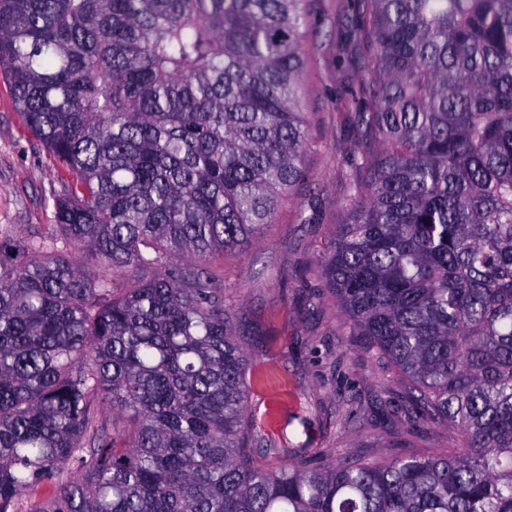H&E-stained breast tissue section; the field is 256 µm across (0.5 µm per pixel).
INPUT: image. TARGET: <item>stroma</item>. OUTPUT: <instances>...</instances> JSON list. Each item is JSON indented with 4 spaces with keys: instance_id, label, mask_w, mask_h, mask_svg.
Here are the masks:
<instances>
[{
    "instance_id": "1",
    "label": "stroma",
    "mask_w": 512,
    "mask_h": 512,
    "mask_svg": "<svg viewBox=\"0 0 512 512\" xmlns=\"http://www.w3.org/2000/svg\"><path fill=\"white\" fill-rule=\"evenodd\" d=\"M353 0H308L305 178L280 203L258 244L216 255L209 269L235 314L249 361L246 410L258 446L277 466L351 457H434L455 443L444 426L412 413L406 384L372 351L319 272L324 243L347 218L356 169L348 114L364 72L342 34ZM74 178L37 142L0 74V233L23 241L58 234L54 198Z\"/></svg>"
}]
</instances>
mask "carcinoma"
I'll return each instance as SVG.
<instances>
[{
    "label": "carcinoma",
    "mask_w": 512,
    "mask_h": 512,
    "mask_svg": "<svg viewBox=\"0 0 512 512\" xmlns=\"http://www.w3.org/2000/svg\"><path fill=\"white\" fill-rule=\"evenodd\" d=\"M306 24V0H0V70L76 176L53 215L83 253L0 237V512H512V0H356L358 175L320 258L459 443L253 461L206 264L303 178ZM100 263L153 276L117 294Z\"/></svg>",
    "instance_id": "obj_1"
}]
</instances>
